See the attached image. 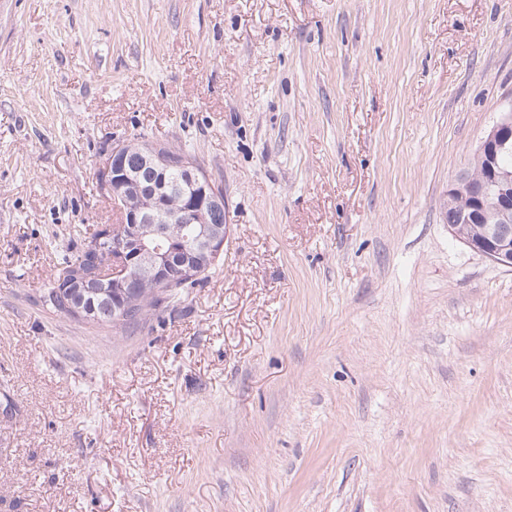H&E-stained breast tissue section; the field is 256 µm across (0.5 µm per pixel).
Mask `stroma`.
I'll list each match as a JSON object with an SVG mask.
<instances>
[{
	"label": "stroma",
	"mask_w": 512,
	"mask_h": 512,
	"mask_svg": "<svg viewBox=\"0 0 512 512\" xmlns=\"http://www.w3.org/2000/svg\"><path fill=\"white\" fill-rule=\"evenodd\" d=\"M512 0H0V512H512V271L448 187ZM224 251L116 334L42 296L133 136Z\"/></svg>",
	"instance_id": "1"
}]
</instances>
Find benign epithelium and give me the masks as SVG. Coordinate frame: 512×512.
I'll return each instance as SVG.
<instances>
[{
    "label": "benign epithelium",
    "mask_w": 512,
    "mask_h": 512,
    "mask_svg": "<svg viewBox=\"0 0 512 512\" xmlns=\"http://www.w3.org/2000/svg\"><path fill=\"white\" fill-rule=\"evenodd\" d=\"M512 149V109L502 113L481 138L470 166L460 172L448 187L446 210L459 218L448 225L449 234L496 265L512 270V169L498 165V156ZM134 149L127 143L112 147L99 175L112 195V203L126 212V231L112 241V247L128 254L127 261L112 265L109 275L98 280L67 284L84 294L104 298L112 296V318L122 317L124 304L120 291L131 287L134 279L130 264H138L139 275L171 281L192 267L178 268L172 263L175 252L185 253L192 263H205L224 249V225L212 220L224 213V189L215 184L190 158H182L177 167L188 183V190L170 201V192L154 193L145 205L133 206L129 197L138 195L136 171L126 166ZM191 215L199 224L193 245L172 237L157 222L156 214L172 204Z\"/></svg>",
    "instance_id": "benign-epithelium-1"
}]
</instances>
